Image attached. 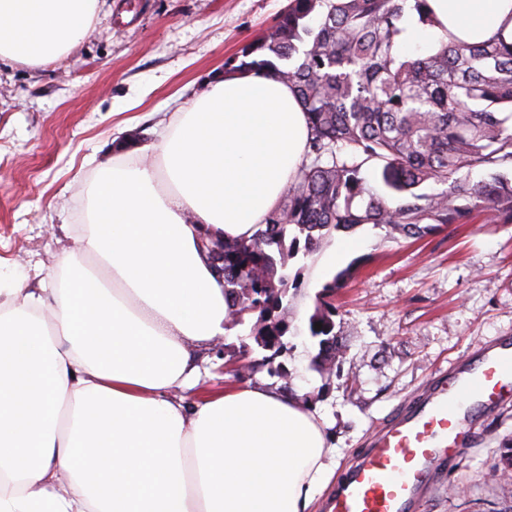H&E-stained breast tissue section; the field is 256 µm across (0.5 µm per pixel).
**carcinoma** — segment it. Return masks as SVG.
Wrapping results in <instances>:
<instances>
[{"instance_id":"1","label":"carcinoma","mask_w":512,"mask_h":512,"mask_svg":"<svg viewBox=\"0 0 512 512\" xmlns=\"http://www.w3.org/2000/svg\"><path fill=\"white\" fill-rule=\"evenodd\" d=\"M433 25L427 0H290L272 28L231 58L224 72H270L295 91L306 114L307 154L278 206L248 242L206 228V251L224 248L214 269L231 299L233 329L256 316L257 347H285L288 262L320 248L334 231L383 225L422 238L486 215L512 223V45L451 40L397 56L406 9ZM372 169L383 191L363 176ZM475 168L491 171L474 180ZM434 183L445 189L423 191ZM336 307L309 317L317 371L343 356ZM322 323L315 329V323Z\"/></svg>"}]
</instances>
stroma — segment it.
Wrapping results in <instances>:
<instances>
[{
  "label": "stroma",
  "instance_id": "35a3bbf8",
  "mask_svg": "<svg viewBox=\"0 0 512 512\" xmlns=\"http://www.w3.org/2000/svg\"><path fill=\"white\" fill-rule=\"evenodd\" d=\"M289 0H100L87 38L41 66L0 62V272L29 288H57L61 258L87 230L88 189L100 166L129 150L155 162L175 112L240 49L266 33ZM288 292L290 330L278 361L240 376L262 358L243 346L245 326L195 349L201 376L176 397L248 384H291L317 416L344 471L374 428L400 414L440 373L482 347L512 340V224L477 220L421 239L363 224L333 233L307 257ZM335 330L346 352L331 372L308 318L325 283L342 270ZM512 441V397L473 415L463 450L438 469L421 512H512V469L500 458Z\"/></svg>",
  "mask_w": 512,
  "mask_h": 512
}]
</instances>
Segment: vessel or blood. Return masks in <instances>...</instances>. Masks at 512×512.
Masks as SVG:
<instances>
[{"label": "vessel or blood", "mask_w": 512, "mask_h": 512, "mask_svg": "<svg viewBox=\"0 0 512 512\" xmlns=\"http://www.w3.org/2000/svg\"><path fill=\"white\" fill-rule=\"evenodd\" d=\"M512 397V343L486 352L410 401L336 483L328 512H420L433 470L461 451L474 408Z\"/></svg>", "instance_id": "b4317fda"}]
</instances>
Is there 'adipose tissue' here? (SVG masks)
<instances>
[{"mask_svg": "<svg viewBox=\"0 0 512 512\" xmlns=\"http://www.w3.org/2000/svg\"><path fill=\"white\" fill-rule=\"evenodd\" d=\"M404 56L455 39L512 44V0H429ZM98 0H0V60L50 63ZM306 115L269 73L220 77L177 112L160 166L113 158L89 189L90 230L63 288L0 287V512H309L335 449L299 395L244 386L191 404L193 348L229 303L197 242L247 241L304 157Z\"/></svg>", "mask_w": 512, "mask_h": 512, "instance_id": "adipose-tissue-1", "label": "adipose tissue"}]
</instances>
